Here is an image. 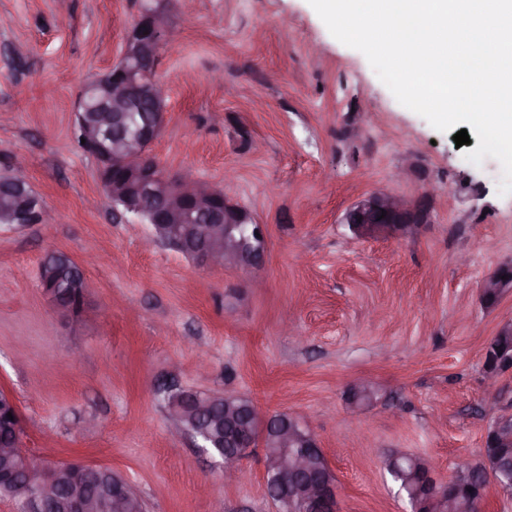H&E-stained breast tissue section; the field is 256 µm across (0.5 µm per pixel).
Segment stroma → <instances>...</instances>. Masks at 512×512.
I'll use <instances>...</instances> for the list:
<instances>
[{
    "label": "stroma",
    "instance_id": "obj_1",
    "mask_svg": "<svg viewBox=\"0 0 512 512\" xmlns=\"http://www.w3.org/2000/svg\"><path fill=\"white\" fill-rule=\"evenodd\" d=\"M170 38L156 68L165 122L151 148L265 224L252 269H211L113 212L76 140L83 85L118 61L138 0H0V168L23 172L47 221L0 224V391L15 398L38 462L105 466L148 512H276L261 450L224 479L218 457L177 435L161 383L234 394L314 433L339 512H410L383 468L422 457L447 480L482 461L512 414V370L495 389L483 357L512 323L483 281L512 263V194L498 162L402 106L366 57L308 0H158ZM434 186L432 221L355 237L345 211L377 189ZM61 252L89 283L79 315L52 307L41 260ZM379 387L354 407L353 384Z\"/></svg>",
    "mask_w": 512,
    "mask_h": 512
}]
</instances>
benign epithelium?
I'll use <instances>...</instances> for the list:
<instances>
[{
  "label": "benign epithelium",
  "mask_w": 512,
  "mask_h": 512,
  "mask_svg": "<svg viewBox=\"0 0 512 512\" xmlns=\"http://www.w3.org/2000/svg\"><path fill=\"white\" fill-rule=\"evenodd\" d=\"M168 39L166 16L153 6V0H141L140 12L131 34L125 41L119 61L103 76H96L83 87L75 106L76 127L81 129L84 146L123 173L120 179L106 180L104 186L112 208L122 209L152 226L155 240L170 244L203 266L250 268L260 264L267 250L265 225L257 221L243 205L228 193L213 188L189 172L171 176L156 165L149 151L159 136L164 120L166 90L156 78V64L161 47ZM149 98L159 106L157 112L141 123L129 122L134 102ZM0 194L9 197V224H41L46 218L42 198L19 172L0 175ZM431 211L425 201H407L378 190L350 206L343 218L358 238L390 235L406 224H428ZM258 231L256 244L245 246L236 236L240 225ZM44 293L63 315L73 316L85 306L87 286H82L79 304L63 307L58 303L55 287ZM218 399L188 390L181 391L179 401L170 406L171 417L178 420L185 413L204 415ZM13 416L9 436L0 443V455L11 462L0 476V483L14 486L24 493L27 512H138L140 506L129 495L128 486L112 479L111 490L91 496L84 490L92 471L105 467L83 462L41 465L22 448L25 430L14 397L0 392V418ZM223 443H215L210 429L203 427L196 438L203 451L219 457L224 477L238 474L243 460L254 443L240 430L254 427L261 432L263 461L268 496L277 512H337L335 479L329 475L325 457L296 452L303 442L318 447L316 437L298 416H277L261 411L256 405L224 400ZM427 471L431 493L424 503L427 512H472L471 499L448 496V481ZM66 478L71 487L60 499L59 483Z\"/></svg>",
  "instance_id": "7a95c632"
}]
</instances>
